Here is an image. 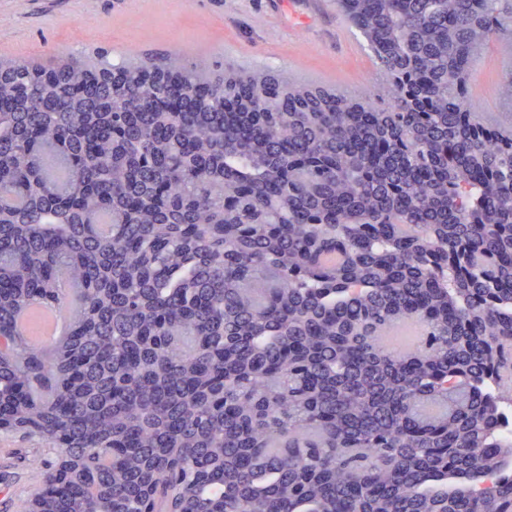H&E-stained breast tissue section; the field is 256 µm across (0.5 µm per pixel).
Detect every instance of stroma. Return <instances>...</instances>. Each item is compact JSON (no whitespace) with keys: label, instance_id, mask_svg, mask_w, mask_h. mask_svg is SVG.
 <instances>
[{"label":"stroma","instance_id":"1","mask_svg":"<svg viewBox=\"0 0 512 512\" xmlns=\"http://www.w3.org/2000/svg\"><path fill=\"white\" fill-rule=\"evenodd\" d=\"M335 0H0V60L48 62L83 57L117 62L132 52L156 58L186 52L212 72L268 68L301 82L357 92L378 85L376 62ZM492 38L470 72L473 99L484 116L512 114L507 69ZM35 438L0 431V512L34 484L52 450Z\"/></svg>","mask_w":512,"mask_h":512}]
</instances>
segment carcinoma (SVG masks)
Wrapping results in <instances>:
<instances>
[{"label":"carcinoma","instance_id":"cac0c4a2","mask_svg":"<svg viewBox=\"0 0 512 512\" xmlns=\"http://www.w3.org/2000/svg\"><path fill=\"white\" fill-rule=\"evenodd\" d=\"M337 3L387 108L266 71L226 108L180 53L0 74V406L69 460L41 512L512 504V136L467 93L512 9ZM26 315L30 316L34 330L41 335H61L64 329V321L56 320V324L50 322L46 309H30Z\"/></svg>","mask_w":512,"mask_h":512}]
</instances>
